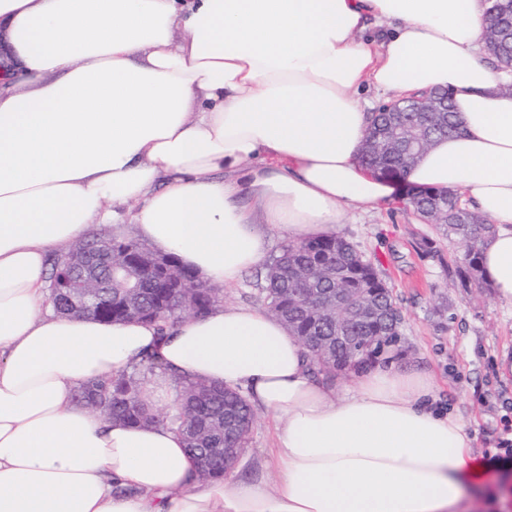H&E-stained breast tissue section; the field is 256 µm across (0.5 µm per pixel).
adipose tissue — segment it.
I'll use <instances>...</instances> for the list:
<instances>
[{
    "mask_svg": "<svg viewBox=\"0 0 512 512\" xmlns=\"http://www.w3.org/2000/svg\"><path fill=\"white\" fill-rule=\"evenodd\" d=\"M486 19V0H0V512H466L473 439L432 372L328 382L264 310L163 332L50 313L45 286L51 257L126 219L214 286L274 238L339 234L393 192L361 162L360 91L442 90L458 131L400 180L497 224L481 266L512 302V92ZM148 355L270 416L275 490L199 479L173 426L74 403Z\"/></svg>",
    "mask_w": 512,
    "mask_h": 512,
    "instance_id": "adipose-tissue-1",
    "label": "adipose tissue"
}]
</instances>
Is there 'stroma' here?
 Listing matches in <instances>:
<instances>
[{
    "mask_svg": "<svg viewBox=\"0 0 512 512\" xmlns=\"http://www.w3.org/2000/svg\"><path fill=\"white\" fill-rule=\"evenodd\" d=\"M341 233L377 263L403 315L399 351L408 363L434 373L438 398L474 438L476 462L490 464L475 479L477 512H512V377L501 378L498 357L512 352V303L494 290L469 293L454 287L447 265L427 256L424 238L443 255L455 246L438 237L404 201L375 211L353 209ZM273 421L258 414L237 466L244 479L273 482ZM505 507H498V500Z\"/></svg>",
    "mask_w": 512,
    "mask_h": 512,
    "instance_id": "1",
    "label": "stroma"
}]
</instances>
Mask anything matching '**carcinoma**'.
<instances>
[{
    "label": "carcinoma",
    "mask_w": 512,
    "mask_h": 512,
    "mask_svg": "<svg viewBox=\"0 0 512 512\" xmlns=\"http://www.w3.org/2000/svg\"><path fill=\"white\" fill-rule=\"evenodd\" d=\"M489 19L512 20V0H489ZM427 133L426 143L411 148L413 127ZM457 130L453 110L446 112H377L366 134L361 162L381 176L394 178L413 165L435 140ZM411 207L459 245L448 260V274L457 288H486L481 249L495 225L462 205L453 191L425 192L409 198ZM183 286L198 297L195 314H204L224 299V290L197 278L182 265ZM354 299L374 300L378 314L344 328L336 326L330 306L313 309L312 297L335 301L336 293ZM260 298L267 312L285 324L308 351L314 373L328 380L346 370L366 368L396 346L400 331L390 320L397 310L392 292L379 279L373 263L344 236L305 240L282 246L263 266ZM183 293L163 288L148 273L134 299L121 288H100L95 308L88 316L102 321L149 320L165 329L182 317ZM351 336L349 343L336 337ZM164 367L153 357L128 373L80 385L76 402L112 408V418L129 424L168 422L185 436L186 448L196 461L209 465L208 477L224 476L237 458L224 456L226 448L247 447L255 409L240 392L200 381L175 377L176 394L169 411L159 415L142 396L145 378Z\"/></svg>",
    "instance_id": "obj_1"
}]
</instances>
